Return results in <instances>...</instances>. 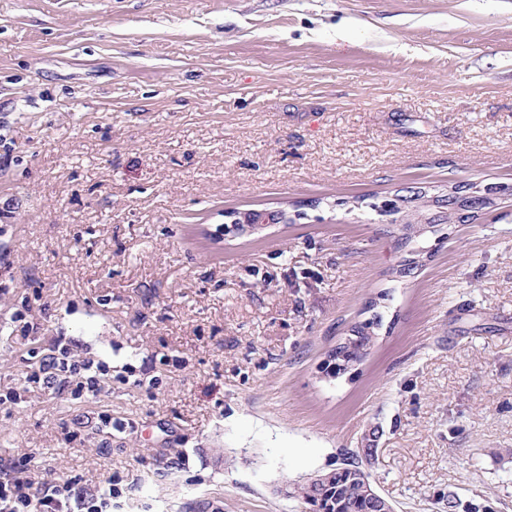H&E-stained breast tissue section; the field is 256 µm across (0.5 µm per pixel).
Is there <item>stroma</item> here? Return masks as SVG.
<instances>
[{"label":"stroma","instance_id":"35a3bbf8","mask_svg":"<svg viewBox=\"0 0 512 512\" xmlns=\"http://www.w3.org/2000/svg\"><path fill=\"white\" fill-rule=\"evenodd\" d=\"M458 182L400 275L380 208ZM57 341L98 393L0 403V464L112 512H313L367 448L395 512H512V0H0V395Z\"/></svg>","mask_w":512,"mask_h":512}]
</instances>
